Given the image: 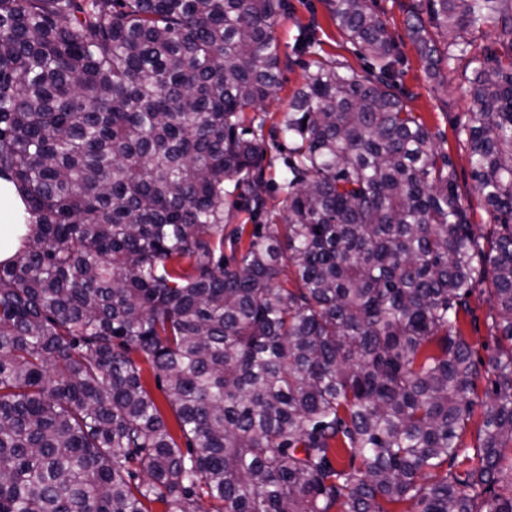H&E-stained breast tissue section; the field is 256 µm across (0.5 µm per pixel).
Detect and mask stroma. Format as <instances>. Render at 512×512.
<instances>
[{"instance_id":"35a3bbf8","label":"stroma","mask_w":512,"mask_h":512,"mask_svg":"<svg viewBox=\"0 0 512 512\" xmlns=\"http://www.w3.org/2000/svg\"><path fill=\"white\" fill-rule=\"evenodd\" d=\"M407 0H375V8L392 36L400 58L395 83L405 95L406 104L420 115L435 135V143L447 152L454 164L459 192L477 235L491 241L494 220L489 206L475 191L472 179L470 146L460 137L461 128L475 110L469 93L471 69L466 62L455 64L447 79L430 81L425 77V63L416 45L406 33L402 10ZM316 25L317 37L324 57L349 65L357 73H365L368 64L354 47L345 41L332 22L325 0H288V9L274 28L280 46L281 83L273 98L259 108V115H277L303 81L308 55L299 53L298 42L303 29ZM494 281L485 277L469 297L470 311L462 315V332L474 351L478 365H486L499 345L500 333L493 326L496 308Z\"/></svg>"}]
</instances>
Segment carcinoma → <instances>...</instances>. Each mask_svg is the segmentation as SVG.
<instances>
[{
  "label": "carcinoma",
  "instance_id": "1",
  "mask_svg": "<svg viewBox=\"0 0 512 512\" xmlns=\"http://www.w3.org/2000/svg\"><path fill=\"white\" fill-rule=\"evenodd\" d=\"M326 5L370 72L309 40L266 136L287 0H0V178L31 226L0 263V512H512V0L405 19L428 79L473 65L489 246L373 0ZM486 272L509 344L471 447Z\"/></svg>",
  "mask_w": 512,
  "mask_h": 512
}]
</instances>
